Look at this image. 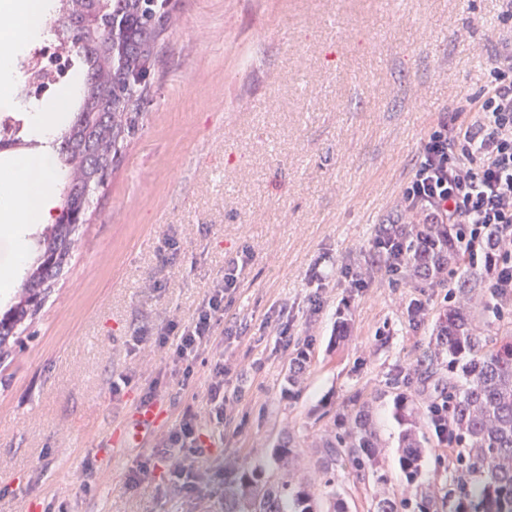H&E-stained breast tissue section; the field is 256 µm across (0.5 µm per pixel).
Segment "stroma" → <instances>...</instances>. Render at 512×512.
I'll list each match as a JSON object with an SVG mask.
<instances>
[{
    "mask_svg": "<svg viewBox=\"0 0 512 512\" xmlns=\"http://www.w3.org/2000/svg\"><path fill=\"white\" fill-rule=\"evenodd\" d=\"M172 4L143 121L79 230L75 262L0 355V512H224L225 492L257 468L320 497L335 489L348 512H377L386 495L414 512L395 407L401 393L426 403L434 386L396 377L422 358L448 290L388 272L372 244L399 226L431 127L472 119L487 64L512 55L506 4ZM239 258L214 344L174 361L157 331L189 321ZM219 359L220 424L208 403ZM148 391L167 419L143 429ZM189 413L213 441L196 461L197 493L162 476L179 452L128 486ZM361 413L378 429V465L359 473L340 457L322 473L325 424L341 433ZM287 432L298 446L285 465ZM422 445L418 481L444 495L456 451L430 430Z\"/></svg>",
    "mask_w": 512,
    "mask_h": 512,
    "instance_id": "stroma-1",
    "label": "stroma"
}]
</instances>
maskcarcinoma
<instances>
[{
  "mask_svg": "<svg viewBox=\"0 0 512 512\" xmlns=\"http://www.w3.org/2000/svg\"><path fill=\"white\" fill-rule=\"evenodd\" d=\"M54 13L46 37L71 58L83 82L77 112L56 149L63 175L60 211L42 234L39 254L15 301L0 312V350L22 325L32 323L52 284L71 263L76 232L142 119L141 104L151 94L149 76L172 19L170 0H55ZM79 17L89 23L85 32L75 25ZM31 144L16 131L0 136V157ZM414 231L416 238L431 241V249L411 256L407 266L445 284L450 266H464L456 241L437 224H416ZM486 281L485 269L466 267L463 282L454 289L458 301L441 321L434 347L413 370L426 380L446 355L450 368L465 361L464 383L437 385L424 407L405 394L398 400L400 418L409 425L402 466L412 482L421 466L416 434L432 424L434 405L448 402L459 448L449 475L450 512H512V342L494 347L473 324V288ZM380 445L376 429L364 417L342 434L325 435L321 448L331 463L336 449H348V463L360 472ZM327 501L322 511L307 486L288 480L272 484L251 473L224 497V512H345L336 493L327 494ZM415 505L416 512H439L435 496L427 492L415 493Z\"/></svg>",
  "mask_w": 512,
  "mask_h": 512,
  "instance_id": "cac0c4a2",
  "label": "carcinoma"
}]
</instances>
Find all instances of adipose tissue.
<instances>
[{
    "instance_id": "ef3b65f1",
    "label": "adipose tissue",
    "mask_w": 512,
    "mask_h": 512,
    "mask_svg": "<svg viewBox=\"0 0 512 512\" xmlns=\"http://www.w3.org/2000/svg\"><path fill=\"white\" fill-rule=\"evenodd\" d=\"M74 90L65 91L52 107L33 106L29 125L48 144L65 126ZM57 179L56 156L52 149L30 156H18L7 173L0 175V234L16 239L29 225L46 224L54 214L53 188Z\"/></svg>"
}]
</instances>
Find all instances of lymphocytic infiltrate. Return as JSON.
<instances>
[{"instance_id": "1", "label": "lymphocytic infiltrate", "mask_w": 512, "mask_h": 512, "mask_svg": "<svg viewBox=\"0 0 512 512\" xmlns=\"http://www.w3.org/2000/svg\"><path fill=\"white\" fill-rule=\"evenodd\" d=\"M488 77L473 101L472 121L452 128L438 123L425 139L400 212L425 224L454 227L469 265L486 268L493 287L512 292V59L492 62ZM492 233L501 250H488ZM238 279L234 261L192 319L179 330L171 324L161 329L159 342L177 333L174 357L197 356L223 318L224 298L236 290Z\"/></svg>"}]
</instances>
